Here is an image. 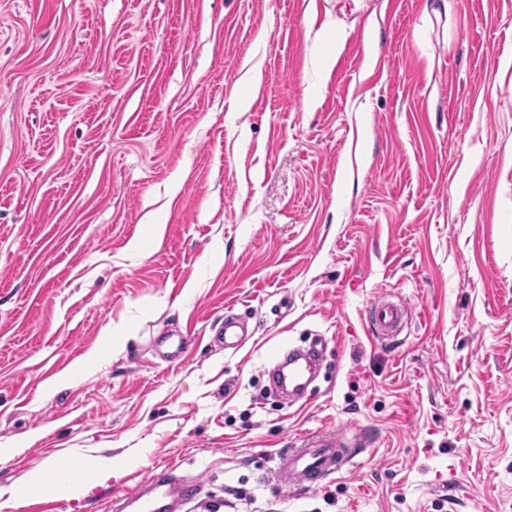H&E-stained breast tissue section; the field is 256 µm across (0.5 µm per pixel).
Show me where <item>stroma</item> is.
<instances>
[{"label": "stroma", "mask_w": 512, "mask_h": 512, "mask_svg": "<svg viewBox=\"0 0 512 512\" xmlns=\"http://www.w3.org/2000/svg\"><path fill=\"white\" fill-rule=\"evenodd\" d=\"M509 56L512 0H0V486L112 461L5 512H122L167 464L187 512H512ZM336 428L366 451L276 490ZM407 314L404 303L379 302L374 308L373 327L377 339H392L400 332L401 325ZM284 349L285 346H279L271 354L273 381L279 389L288 386L297 391L304 386V379L322 359L323 345L318 348V344H313L307 350L289 348L287 354H284ZM282 356H285L283 361ZM53 470H56V479L51 487L55 490L56 494L64 497L81 496L89 488L104 484L112 476V461L101 458L94 462L87 469L85 479L82 482L73 481L66 475L65 471L59 470V467H56V469L50 467L44 471L40 470L36 473L25 474L9 486V489L18 495L15 500L24 492H36L43 485H46V476L48 472Z\"/></svg>", "instance_id": "35a3bbf8"}]
</instances>
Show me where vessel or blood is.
Returning a JSON list of instances; mask_svg holds the SVG:
<instances>
[{
    "mask_svg": "<svg viewBox=\"0 0 512 512\" xmlns=\"http://www.w3.org/2000/svg\"><path fill=\"white\" fill-rule=\"evenodd\" d=\"M407 314L405 304L380 302L374 308L373 327L379 339L394 338L400 332ZM318 346L308 349L276 348L271 354L273 381L277 388L299 390L304 379L321 360ZM366 444L360 433L337 429L322 433L290 449L278 463V480L282 487L299 489L311 487L342 469L362 453ZM198 482L181 476L174 469L152 471L146 480L132 488L127 496L128 507L135 512H176L197 497Z\"/></svg>",
    "mask_w": 512,
    "mask_h": 512,
    "instance_id": "1",
    "label": "vessel or blood"
}]
</instances>
